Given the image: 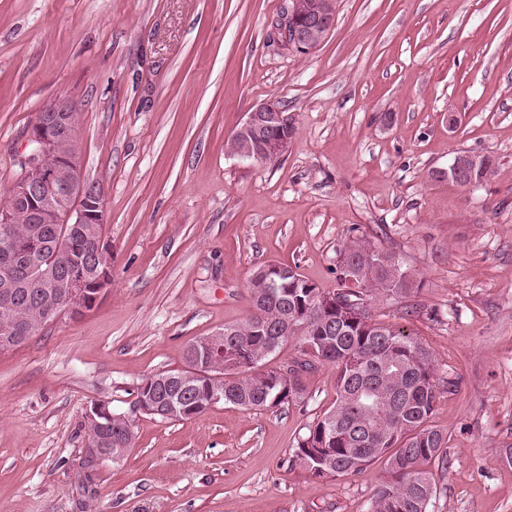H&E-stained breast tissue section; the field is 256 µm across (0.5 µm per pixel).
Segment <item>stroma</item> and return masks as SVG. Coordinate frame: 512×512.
Listing matches in <instances>:
<instances>
[{
    "label": "stroma",
    "mask_w": 512,
    "mask_h": 512,
    "mask_svg": "<svg viewBox=\"0 0 512 512\" xmlns=\"http://www.w3.org/2000/svg\"><path fill=\"white\" fill-rule=\"evenodd\" d=\"M289 0H0V197L36 115L77 110L86 179L105 189L112 286L0 351V512H368L383 463L321 479L297 443L336 400L319 365L296 401L134 410L147 376L252 313L277 262L326 291L369 240L422 286L376 320L426 347L448 436L429 512H512V0H337L300 54L274 40ZM275 100L295 134L272 162L230 155ZM461 153L496 165L462 186ZM132 416L121 459L87 464L86 409Z\"/></svg>",
    "instance_id": "1"
}]
</instances>
